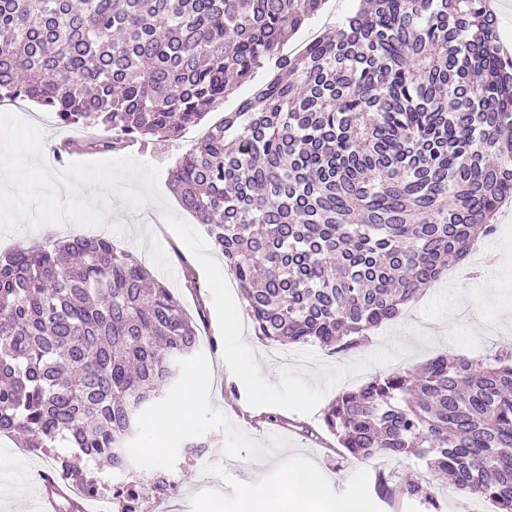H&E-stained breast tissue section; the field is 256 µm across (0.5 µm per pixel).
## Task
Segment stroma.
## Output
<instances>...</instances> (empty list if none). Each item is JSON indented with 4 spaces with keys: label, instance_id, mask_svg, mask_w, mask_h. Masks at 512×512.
Segmentation results:
<instances>
[{
    "label": "stroma",
    "instance_id": "obj_1",
    "mask_svg": "<svg viewBox=\"0 0 512 512\" xmlns=\"http://www.w3.org/2000/svg\"><path fill=\"white\" fill-rule=\"evenodd\" d=\"M232 106L222 102L177 140H138L111 152L86 145L53 162L51 147L63 126L46 124L41 106L21 102L22 123L0 116V144L10 154L0 172V195L7 199L0 206V252L74 234L106 237L163 281L189 314L203 313V344L169 395L174 401L191 392V422L161 457L139 452L157 412L143 418L131 442L138 474L166 472L172 481L164 497L144 500L142 512H167L175 500L183 512H203L204 503L216 499L232 507L240 482L275 483L293 461L311 463L336 495L358 487L372 494L377 473H384L396 492L387 501L372 494L371 512H424L398 491L409 480L429 479L423 461L411 456L354 462L325 431L322 413L344 390L441 354L473 358L512 350V225L484 239L479 271L449 262V277L426 288L401 318L372 332L347 355L301 345L288 362L274 361L247 312H240L242 354L255 356L261 365L255 390H245L233 380L221 346L224 304L243 297L222 255L170 187L176 160ZM67 186L74 195L64 196ZM204 368L210 376L198 378ZM192 436L209 441V452L186 458L182 445ZM228 458L237 461L235 470H225ZM52 465L50 456L1 438L0 512H36L44 490L40 472Z\"/></svg>",
    "mask_w": 512,
    "mask_h": 512
}]
</instances>
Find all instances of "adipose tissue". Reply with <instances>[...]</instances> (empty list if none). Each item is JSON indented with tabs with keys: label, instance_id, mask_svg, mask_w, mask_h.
<instances>
[{
	"label": "adipose tissue",
	"instance_id": "adipose-tissue-1",
	"mask_svg": "<svg viewBox=\"0 0 512 512\" xmlns=\"http://www.w3.org/2000/svg\"><path fill=\"white\" fill-rule=\"evenodd\" d=\"M225 360L233 368L236 382L252 388L256 375V362L240 359L235 355L242 347L238 310L228 307L224 311ZM193 413L191 396L175 401L168 412L155 423L154 432L144 452L150 456L162 455L165 439L186 425ZM234 512H368V496L358 489L346 497L329 496L323 483L313 470L305 466L291 465L286 468L278 483L256 491L252 483L238 488Z\"/></svg>",
	"mask_w": 512,
	"mask_h": 512
}]
</instances>
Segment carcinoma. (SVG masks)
Wrapping results in <instances>:
<instances>
[{
  "mask_svg": "<svg viewBox=\"0 0 512 512\" xmlns=\"http://www.w3.org/2000/svg\"><path fill=\"white\" fill-rule=\"evenodd\" d=\"M325 2L0 0V102L95 128L109 151L179 139L233 94L230 73L256 82L182 155L172 191L261 340L347 354L496 231L512 197V55L491 0H361L284 53ZM200 346L179 297L106 238L0 254V433L45 455L67 444L55 470L90 498L140 512L170 488L133 477L128 443ZM323 424L353 461L413 454L512 512L511 351L377 376ZM208 448L190 437L183 451ZM96 459L123 481L81 465ZM431 481L403 493L434 507Z\"/></svg>",
  "mask_w": 512,
  "mask_h": 512,
  "instance_id": "cac0c4a2",
  "label": "carcinoma"
}]
</instances>
